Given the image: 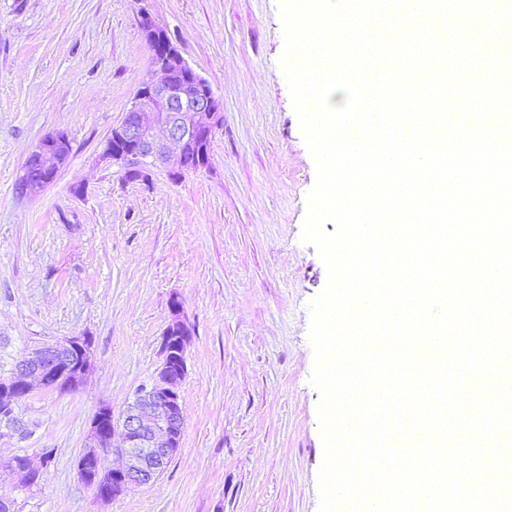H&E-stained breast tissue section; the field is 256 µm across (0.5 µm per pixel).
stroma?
<instances>
[{"mask_svg": "<svg viewBox=\"0 0 512 512\" xmlns=\"http://www.w3.org/2000/svg\"><path fill=\"white\" fill-rule=\"evenodd\" d=\"M224 105L209 170L131 179L99 154L151 66L133 0H0V340L27 350L88 335L74 392L36 391L26 440H0V498L18 512H321L325 446L311 303L329 274L303 239L316 168L280 61L279 0H149ZM64 132L56 179L18 180ZM179 300L190 332L180 452L103 503L77 471L100 404L120 417L161 363ZM26 453L31 493L2 476ZM70 151L71 144L65 134H47L30 153L23 174L18 180V190L24 193L53 182ZM32 169L38 170L39 175L31 177L29 171Z\"/></svg>", "mask_w": 512, "mask_h": 512, "instance_id": "obj_1", "label": "stroma"}]
</instances>
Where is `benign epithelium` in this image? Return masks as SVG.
Listing matches in <instances>:
<instances>
[{
  "label": "benign epithelium",
  "mask_w": 512,
  "mask_h": 512,
  "mask_svg": "<svg viewBox=\"0 0 512 512\" xmlns=\"http://www.w3.org/2000/svg\"><path fill=\"white\" fill-rule=\"evenodd\" d=\"M144 2L135 0L145 37L153 46L151 74L135 93L122 119L112 127L100 159L119 166L128 175H144L164 164L173 177L179 178L209 167L210 141L223 125L224 106L206 79L167 41L164 30L153 23ZM156 126L164 128L165 139L156 138ZM70 151L65 134L43 137L28 157L18 190L24 193L53 182ZM171 308L172 320L161 344L162 364L149 387L136 393L120 416L123 447L110 446L114 427L101 425L97 417L90 423L78 464L95 463L97 481L111 484L96 494L102 502L111 501L133 486L151 483L181 449L183 409L178 386L186 370L189 336L181 319L179 300H172ZM93 355L91 337L71 336L24 356L20 365L0 378V394L11 409L0 417V437L24 430L16 412L19 401L44 388L46 378L65 375L73 369L72 386L81 387ZM114 451L124 457L125 463L110 469L104 461Z\"/></svg>",
  "instance_id": "benign-epithelium-1"
}]
</instances>
